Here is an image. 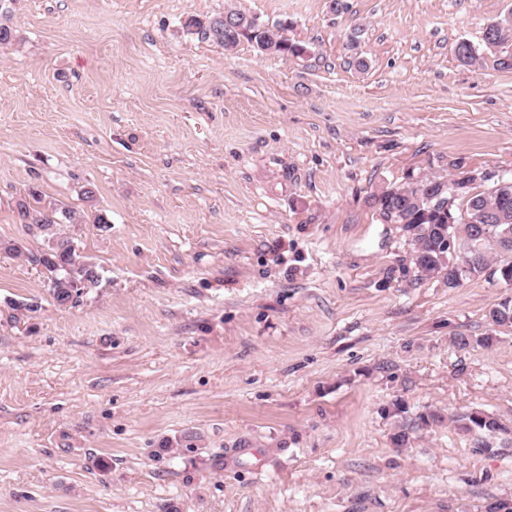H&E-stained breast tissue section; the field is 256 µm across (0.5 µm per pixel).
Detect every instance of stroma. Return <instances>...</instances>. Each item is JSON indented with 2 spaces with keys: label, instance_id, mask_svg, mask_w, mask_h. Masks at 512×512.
I'll return each mask as SVG.
<instances>
[{
  "label": "stroma",
  "instance_id": "stroma-1",
  "mask_svg": "<svg viewBox=\"0 0 512 512\" xmlns=\"http://www.w3.org/2000/svg\"><path fill=\"white\" fill-rule=\"evenodd\" d=\"M344 2L0 0V239L32 188L110 220L67 308L0 252V512H512V288L419 279L374 203L512 174V70L455 53L512 0ZM230 6L304 54L185 27ZM448 420L463 433L475 434L476 436L495 435L505 430V427L496 417L484 412H463L448 417Z\"/></svg>",
  "mask_w": 512,
  "mask_h": 512
}]
</instances>
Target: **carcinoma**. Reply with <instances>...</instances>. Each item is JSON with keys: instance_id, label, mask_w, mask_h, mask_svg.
Masks as SVG:
<instances>
[{"instance_id": "obj_1", "label": "carcinoma", "mask_w": 512, "mask_h": 512, "mask_svg": "<svg viewBox=\"0 0 512 512\" xmlns=\"http://www.w3.org/2000/svg\"><path fill=\"white\" fill-rule=\"evenodd\" d=\"M238 20V27L224 29L220 18L211 20L203 27L196 21H189L187 28L199 30L201 36L212 40L224 49L236 46L243 38L249 40L261 53H291L300 55L304 47L288 41L283 34L268 37L248 24L249 14L238 10H228ZM496 25L483 32L482 48L462 41L456 48L459 61L473 64L483 58L487 52L493 56L494 66L500 70H512V9L495 19ZM452 184L455 178L443 176L428 177L420 181L406 178V181L392 187L376 197L378 209L389 223L406 224L415 230L413 237L412 261L420 278H433L444 272L448 279V288L453 289L467 279L487 276L505 281L502 267L506 261L493 264V249L512 254V177L507 179L509 186L505 189L481 191L474 186L460 192L448 210L440 206L429 207L424 202L428 191L442 185V181ZM485 208L489 211L491 221L487 231H482L475 224L462 222V214L472 208ZM21 223L30 230H37L42 236V247L36 250H17L16 257H24L29 263L42 267L51 282V295L55 305H60L61 284L81 288L90 292L101 281L99 269L88 257L71 245V239L59 229L62 224H80L81 216L73 210L53 208L41 205L40 194L35 190L28 193V198L17 204ZM452 237L455 247L463 250L471 258V263L462 275L458 276L448 270L444 262L443 240ZM489 318L496 326L512 325V297L499 301L489 311ZM497 341V336L487 334L473 338L457 336L454 342L461 349L471 344L489 347ZM454 426L466 433L495 435L505 430L499 420L478 411H468L449 417Z\"/></svg>"}]
</instances>
